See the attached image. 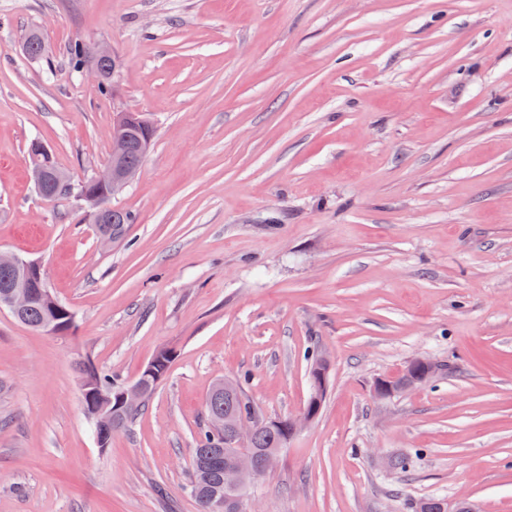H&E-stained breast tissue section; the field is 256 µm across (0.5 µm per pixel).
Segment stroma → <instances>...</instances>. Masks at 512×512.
<instances>
[{"label":"stroma","mask_w":512,"mask_h":512,"mask_svg":"<svg viewBox=\"0 0 512 512\" xmlns=\"http://www.w3.org/2000/svg\"><path fill=\"white\" fill-rule=\"evenodd\" d=\"M77 41L111 46L114 94L69 66ZM120 111L156 134L105 247L26 147L84 180ZM1 250L42 260L76 328L0 312V512H197L213 384L249 374L295 417L314 351L321 411L253 512H512V0H0ZM165 348L100 450L77 361L129 382ZM418 357L450 371L378 399Z\"/></svg>","instance_id":"obj_1"}]
</instances>
